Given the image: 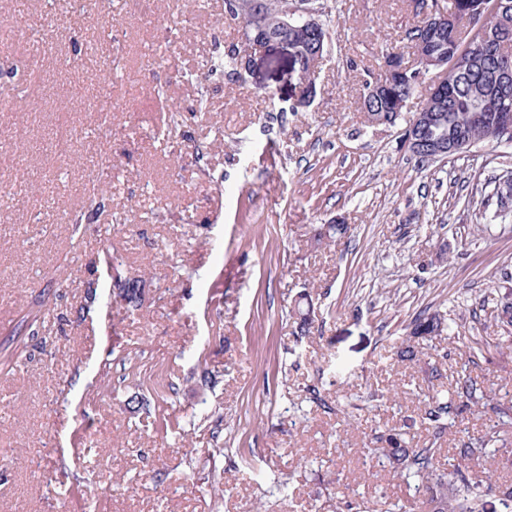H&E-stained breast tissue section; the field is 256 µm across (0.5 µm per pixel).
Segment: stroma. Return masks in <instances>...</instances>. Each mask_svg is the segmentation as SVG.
<instances>
[{"instance_id":"stroma-1","label":"stroma","mask_w":512,"mask_h":512,"mask_svg":"<svg viewBox=\"0 0 512 512\" xmlns=\"http://www.w3.org/2000/svg\"><path fill=\"white\" fill-rule=\"evenodd\" d=\"M321 21L306 84L274 50L225 65L246 45L224 0H0V512H336L340 489L402 504L414 489L359 453L375 432L428 444L424 397L462 375L512 398V223L480 219L512 146L408 150L439 69L394 124L367 121L364 73L417 25L412 0H324ZM327 224L349 232L319 241ZM424 310L448 331L396 362Z\"/></svg>"}]
</instances>
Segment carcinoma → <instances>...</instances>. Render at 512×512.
Here are the masks:
<instances>
[{
    "label": "carcinoma",
    "mask_w": 512,
    "mask_h": 512,
    "mask_svg": "<svg viewBox=\"0 0 512 512\" xmlns=\"http://www.w3.org/2000/svg\"><path fill=\"white\" fill-rule=\"evenodd\" d=\"M306 0H224V10L231 18L245 24L261 25L268 36L285 37L297 51L296 63L307 74L316 68L318 55L316 40L326 38L328 31L311 32L284 30L280 25L281 11ZM483 28L488 30L484 40L468 59L463 69L448 73V85L452 89L449 99H430L423 107L425 112H434L438 117L432 134L452 136L464 133L474 142L491 141L512 144V87L507 91L491 86L485 79L494 68L512 65V23L507 25L497 16L481 15ZM460 33L452 28L436 35L426 44V50L437 56L448 57L458 49ZM420 71L412 67L400 75L385 97L363 101V110L369 120H382L393 124L406 108L417 87ZM142 280L126 281L118 298L127 307L141 304ZM296 316L295 334L303 337L310 332L313 322L308 304L297 302L293 310ZM445 319L440 314L423 313L410 326L409 336L428 341L445 330ZM493 389L471 379H459L448 393L435 392L427 395L424 415L432 425V441L419 447L413 446L399 433L376 437L379 448H365L369 459L387 464L393 475L422 495V507L426 512H481L480 498L484 489L494 488L504 506V512H512V482L492 481L494 472L486 467L490 458L503 450L499 446L500 431L492 425L478 437L458 440L452 462L443 464L439 460L436 444L448 429L455 426L466 411H490L502 423H512V405H505L492 396Z\"/></svg>",
    "instance_id": "obj_1"
}]
</instances>
